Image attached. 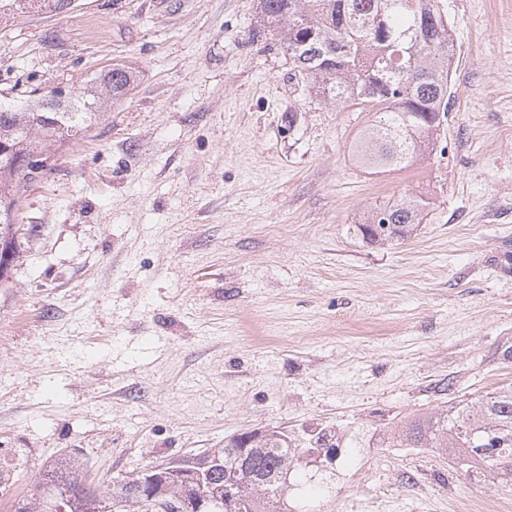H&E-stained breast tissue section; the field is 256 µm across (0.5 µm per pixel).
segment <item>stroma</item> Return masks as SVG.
Listing matches in <instances>:
<instances>
[{
  "instance_id": "35a3bbf8",
  "label": "stroma",
  "mask_w": 512,
  "mask_h": 512,
  "mask_svg": "<svg viewBox=\"0 0 512 512\" xmlns=\"http://www.w3.org/2000/svg\"><path fill=\"white\" fill-rule=\"evenodd\" d=\"M260 0L0 10V92L134 83L18 204L0 275V512L63 455L102 489L251 431L342 438L316 512H512V476L388 448L512 386V0L452 25L444 152L360 167L377 115L288 76ZM429 203L407 237L353 226ZM427 207L428 202L423 198L388 202L374 209L361 224H356L354 231L359 232L364 240L372 243L384 244L395 239L399 240L413 231L417 224L423 223L428 215ZM382 224H394L396 227L386 231L381 229Z\"/></svg>"
}]
</instances>
